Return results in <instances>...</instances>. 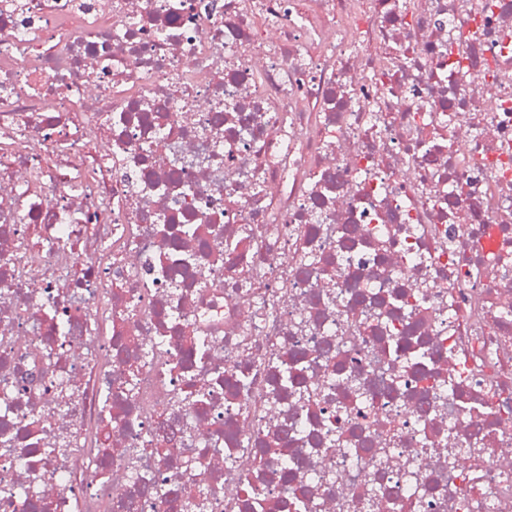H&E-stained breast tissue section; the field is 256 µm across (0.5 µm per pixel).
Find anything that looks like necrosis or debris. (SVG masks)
Masks as SVG:
<instances>
[{"instance_id": "1", "label": "necrosis or debris", "mask_w": 512, "mask_h": 512, "mask_svg": "<svg viewBox=\"0 0 512 512\" xmlns=\"http://www.w3.org/2000/svg\"><path fill=\"white\" fill-rule=\"evenodd\" d=\"M253 487L512 512V0H0V512Z\"/></svg>"}]
</instances>
